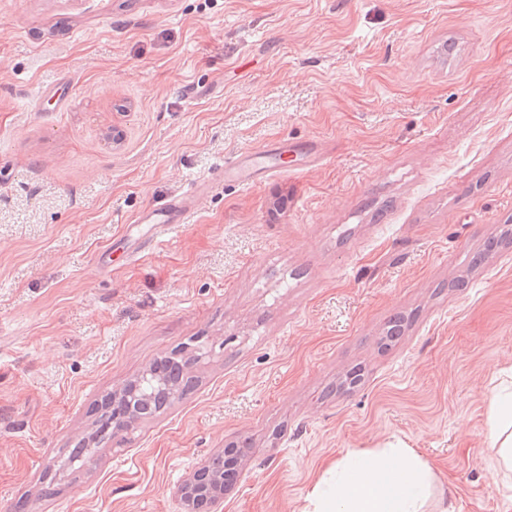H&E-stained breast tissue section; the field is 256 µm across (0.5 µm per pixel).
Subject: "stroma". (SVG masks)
Masks as SVG:
<instances>
[{
	"label": "stroma",
	"instance_id": "stroma-1",
	"mask_svg": "<svg viewBox=\"0 0 512 512\" xmlns=\"http://www.w3.org/2000/svg\"><path fill=\"white\" fill-rule=\"evenodd\" d=\"M282 138L328 158L138 251L136 213ZM187 344L195 389L45 496L98 402ZM511 375L512 0H0V512H176L244 439L224 512H305L391 445L506 512ZM488 407V452L512 472V387L493 392Z\"/></svg>",
	"mask_w": 512,
	"mask_h": 512
}]
</instances>
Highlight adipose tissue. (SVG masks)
I'll use <instances>...</instances> for the list:
<instances>
[{"label":"adipose tissue","mask_w":512,"mask_h":512,"mask_svg":"<svg viewBox=\"0 0 512 512\" xmlns=\"http://www.w3.org/2000/svg\"><path fill=\"white\" fill-rule=\"evenodd\" d=\"M488 451L512 471V388L488 399ZM336 476L313 494V512H425L433 476L402 448L339 460Z\"/></svg>","instance_id":"adipose-tissue-1"}]
</instances>
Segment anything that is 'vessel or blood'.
Wrapping results in <instances>:
<instances>
[{
  "label": "vessel or blood",
  "mask_w": 512,
  "mask_h": 512,
  "mask_svg": "<svg viewBox=\"0 0 512 512\" xmlns=\"http://www.w3.org/2000/svg\"><path fill=\"white\" fill-rule=\"evenodd\" d=\"M315 160L313 144H295L281 140L260 152L235 153L218 166L214 178L196 180L185 191L171 195L161 204L144 209L136 215L135 223L148 227L140 241L149 249L164 243L180 224L186 222L200 199L210 192L215 181L252 187L282 173L287 167L307 168L312 166Z\"/></svg>",
  "instance_id": "obj_1"
}]
</instances>
